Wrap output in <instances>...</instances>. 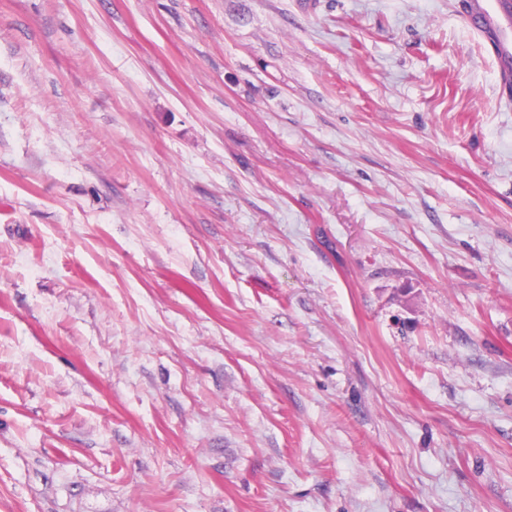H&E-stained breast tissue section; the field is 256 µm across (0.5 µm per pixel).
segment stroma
<instances>
[{
    "instance_id": "35a3bbf8",
    "label": "stroma",
    "mask_w": 512,
    "mask_h": 512,
    "mask_svg": "<svg viewBox=\"0 0 512 512\" xmlns=\"http://www.w3.org/2000/svg\"><path fill=\"white\" fill-rule=\"evenodd\" d=\"M466 4L0 0V512H512Z\"/></svg>"
}]
</instances>
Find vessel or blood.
Segmentation results:
<instances>
[{
  "label": "vessel or blood",
  "instance_id": "vessel-or-blood-1",
  "mask_svg": "<svg viewBox=\"0 0 512 512\" xmlns=\"http://www.w3.org/2000/svg\"><path fill=\"white\" fill-rule=\"evenodd\" d=\"M465 21L486 37L502 71L512 70V0H469Z\"/></svg>",
  "mask_w": 512,
  "mask_h": 512
}]
</instances>
